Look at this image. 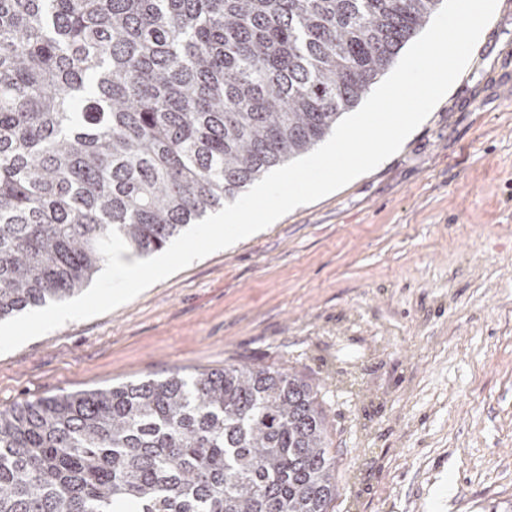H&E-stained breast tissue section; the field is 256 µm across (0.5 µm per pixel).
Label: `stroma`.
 I'll return each mask as SVG.
<instances>
[{
  "mask_svg": "<svg viewBox=\"0 0 512 512\" xmlns=\"http://www.w3.org/2000/svg\"><path fill=\"white\" fill-rule=\"evenodd\" d=\"M228 364L317 384L339 450L330 512L512 502V0L396 154L0 354V410Z\"/></svg>",
  "mask_w": 512,
  "mask_h": 512,
  "instance_id": "1",
  "label": "stroma"
}]
</instances>
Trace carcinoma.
I'll return each mask as SVG.
<instances>
[{
	"mask_svg": "<svg viewBox=\"0 0 512 512\" xmlns=\"http://www.w3.org/2000/svg\"><path fill=\"white\" fill-rule=\"evenodd\" d=\"M443 0H0V320L310 152ZM311 381L227 365L0 410V512H328Z\"/></svg>",
	"mask_w": 512,
	"mask_h": 512,
	"instance_id": "obj_1",
	"label": "carcinoma"
}]
</instances>
